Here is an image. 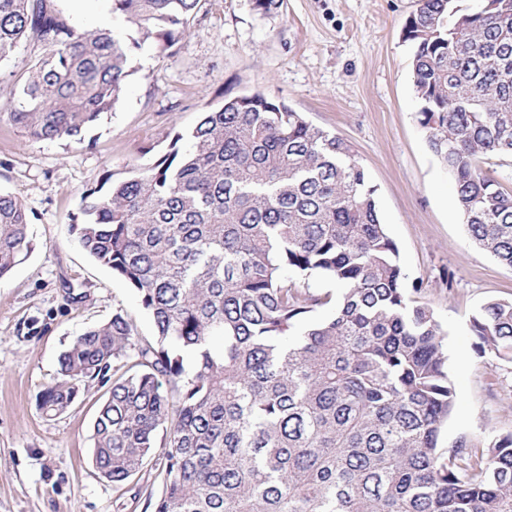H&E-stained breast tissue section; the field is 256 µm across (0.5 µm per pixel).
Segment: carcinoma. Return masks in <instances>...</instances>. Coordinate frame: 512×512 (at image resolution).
Here are the masks:
<instances>
[{
    "mask_svg": "<svg viewBox=\"0 0 512 512\" xmlns=\"http://www.w3.org/2000/svg\"><path fill=\"white\" fill-rule=\"evenodd\" d=\"M202 2L112 0V13L171 47ZM497 2L418 0L402 33L466 231L512 268V191L484 169L512 159V0ZM21 40L37 54L0 119L82 143L124 94L125 40L78 28L55 0H0V51ZM181 140L83 194L70 229L135 291L154 336L120 312L84 331L38 393L42 413L112 373L92 462L124 484L160 453L155 512H512V434L439 446L456 404L444 332L404 288L352 145L261 93L224 100ZM28 245L24 204L0 192V279ZM318 277L341 297L311 293ZM470 330L512 359V300L486 302Z\"/></svg>",
    "mask_w": 512,
    "mask_h": 512,
    "instance_id": "1",
    "label": "carcinoma"
}]
</instances>
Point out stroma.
<instances>
[{"label":"stroma","mask_w":512,"mask_h":512,"mask_svg":"<svg viewBox=\"0 0 512 512\" xmlns=\"http://www.w3.org/2000/svg\"><path fill=\"white\" fill-rule=\"evenodd\" d=\"M417 0H282L272 15L250 0H204L170 49L126 32L131 74L90 140L35 141L0 121V191L29 215V249L0 280V512H154L162 490L153 458L122 485L93 466V428L105 390L91 385L67 412L45 416L36 395L58 359L91 326L122 312L153 333L134 290L86 255L70 226L80 198L151 167L176 133L225 99L260 92L353 147L380 219L400 251L414 298L446 331L456 406L442 445L512 433V360L479 352L468 326L487 301L512 298V269L474 245L454 185L417 121L412 51L402 39ZM34 53H0V103Z\"/></svg>","instance_id":"35a3bbf8"}]
</instances>
